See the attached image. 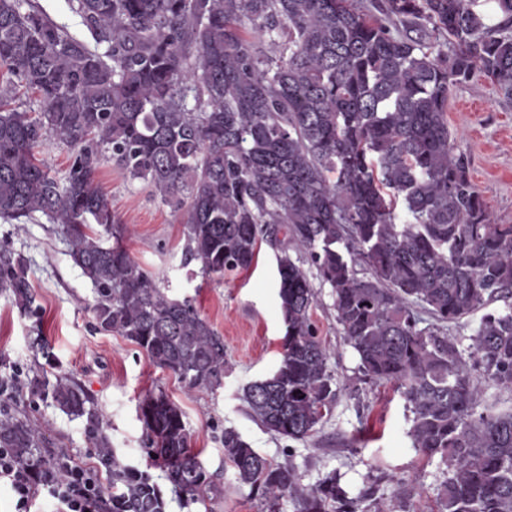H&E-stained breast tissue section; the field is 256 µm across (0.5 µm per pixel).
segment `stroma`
<instances>
[{
  "label": "stroma",
  "instance_id": "1",
  "mask_svg": "<svg viewBox=\"0 0 512 512\" xmlns=\"http://www.w3.org/2000/svg\"><path fill=\"white\" fill-rule=\"evenodd\" d=\"M448 127L455 151L470 161V176L495 223L512 224V100L484 78L451 89ZM99 189L130 233L124 244L147 271L163 276L171 297L191 299L199 313L224 338L223 384L211 391H187L168 371L123 337L95 330L89 308L91 282L67 253L57 225L44 216L23 223L0 219V243L30 259L28 278L41 309L39 320L21 316L0 293V380L26 378L39 371L72 377L108 422L111 445L124 464L150 471L161 488L167 512H262L249 488L240 486L224 463L219 438L236 428L253 448L292 462L304 486L315 487L336 473L353 498L374 492L385 512H434L443 479L438 459L425 460L408 436L410 413L390 387L361 381L359 359L340 334L330 288L314 281L317 304L312 320L332 354L331 367L341 391L317 432L303 441L267 433L248 414L244 387L270 374L282 352L285 328L278 299L275 251L262 244L256 263L217 282L193 275L182 264L183 226L149 184L126 178L112 164L97 175ZM51 345L37 353L35 338ZM164 390L184 411L191 446L208 471H220V491L203 502L182 506L164 472L145 454L139 404L146 394ZM27 419L50 439L51 451L66 450L80 465L100 467L96 448L82 420L53 404L21 401ZM413 483L407 504L394 497L398 482Z\"/></svg>",
  "mask_w": 512,
  "mask_h": 512
}]
</instances>
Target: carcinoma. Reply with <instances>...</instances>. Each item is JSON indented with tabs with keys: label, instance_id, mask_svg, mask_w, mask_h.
Wrapping results in <instances>:
<instances>
[{
	"label": "carcinoma",
	"instance_id": "carcinoma-1",
	"mask_svg": "<svg viewBox=\"0 0 512 512\" xmlns=\"http://www.w3.org/2000/svg\"><path fill=\"white\" fill-rule=\"evenodd\" d=\"M68 0L89 45L35 0H0V217L46 216L93 286L99 332L121 336L189 391L224 378V338L189 299L123 245L95 183L110 162L148 182L184 226V256L208 279L277 250L285 327L275 370L243 389L267 432L311 437L338 391L312 321L329 285L345 344L373 384L410 412L418 453L445 465L434 512H512V411L481 388L512 390V305L486 313L468 349L451 328L512 296V224H497L448 129L451 88L479 74L512 100V0ZM70 153L63 179L35 149ZM0 292L33 318L27 260L0 244ZM21 389L84 421L111 476L112 512H166L152 476L110 451L104 415L65 374ZM151 465L189 506L218 492L163 390L141 402ZM224 461L267 512H379L336 477L313 488L233 427ZM47 437L0 404V448L38 483L61 479Z\"/></svg>",
	"mask_w": 512,
	"mask_h": 512
}]
</instances>
